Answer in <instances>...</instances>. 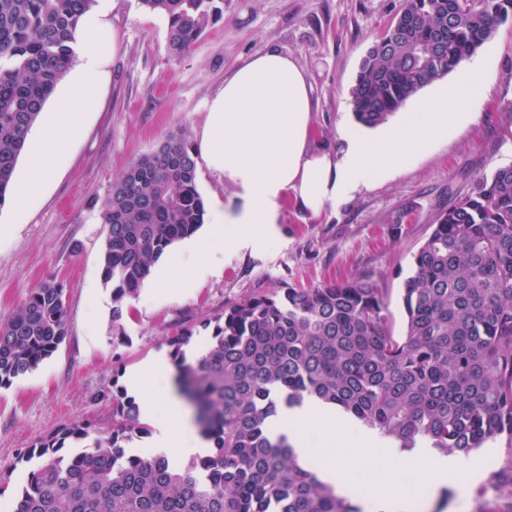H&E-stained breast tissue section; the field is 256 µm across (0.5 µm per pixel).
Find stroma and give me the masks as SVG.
I'll return each instance as SVG.
<instances>
[{
	"label": "stroma",
	"instance_id": "35a3bbf8",
	"mask_svg": "<svg viewBox=\"0 0 512 512\" xmlns=\"http://www.w3.org/2000/svg\"><path fill=\"white\" fill-rule=\"evenodd\" d=\"M108 27L115 53L105 67L97 111L66 148V162L22 223L0 208V318L46 281L66 288L69 332L37 370L0 388V512L30 464L18 454L71 420L108 431L113 383L128 385L154 356L169 354L167 338L194 329L186 349L208 342L209 321L248 296L288 286L314 288L368 276L386 295L393 335H404L401 288L413 255L437 213L468 194L499 165L512 162V25L500 27L477 53L484 83L473 122L449 133L389 180L312 217L286 202L276 247L229 252L224 272L185 295L159 302L131 300L112 322V289L102 275L106 229L101 220L112 185L140 155L177 135L196 146L207 100L228 71L265 45L295 56L314 100L315 141L337 151L338 129L355 125L349 91L368 47L395 20L404 0H224V14L180 58L168 52V19L138 0H112ZM423 512H512V485L493 474L472 489L448 485Z\"/></svg>",
	"mask_w": 512,
	"mask_h": 512
}]
</instances>
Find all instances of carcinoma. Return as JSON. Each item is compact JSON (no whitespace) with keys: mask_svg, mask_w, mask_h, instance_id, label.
<instances>
[{"mask_svg":"<svg viewBox=\"0 0 512 512\" xmlns=\"http://www.w3.org/2000/svg\"><path fill=\"white\" fill-rule=\"evenodd\" d=\"M95 0H0V206L30 127L75 59ZM169 21L180 58L224 14V0H138ZM512 0H406L363 56L350 89L355 120L385 123L408 99L476 54L507 21ZM196 161L175 136L135 160L104 206V281L112 320L176 241L204 224ZM406 332L388 328L377 282L358 277L244 298L215 318L190 360L191 327L169 338L181 393L211 454L182 468L128 455L144 432L135 399L112 384V431L87 444L75 420L25 450L42 464L12 512H361L272 436L278 405L314 398L412 448L442 453L506 438L512 449V163L439 212L402 288ZM68 334L63 285L48 281L0 324V387L38 368Z\"/></svg>","mask_w":512,"mask_h":512,"instance_id":"obj_1","label":"carcinoma"}]
</instances>
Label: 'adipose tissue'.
I'll return each mask as SVG.
<instances>
[{
  "label": "adipose tissue",
  "instance_id": "obj_1",
  "mask_svg": "<svg viewBox=\"0 0 512 512\" xmlns=\"http://www.w3.org/2000/svg\"><path fill=\"white\" fill-rule=\"evenodd\" d=\"M112 0H97L81 18L75 55L78 64L41 124L29 136L35 146L26 168V189L14 199V216L23 219L64 161L67 144L83 132V119L98 104L100 78L108 61L106 19ZM483 79L480 61L468 62L463 78L436 95L418 101L392 126L375 131L346 127L341 152L315 148L311 86L296 58L269 45L236 66L208 100L206 120L196 152L207 170L233 189L230 202L213 199L208 210L212 233L185 243L180 275L159 269L157 279L178 280L188 288L220 273V245L238 250L271 246L282 220L284 202L294 198L310 215H319L363 187L386 181L432 144L447 137L450 126L470 121V107ZM169 361L157 356L141 367L132 384L143 417L154 420L149 446L156 455L178 449L185 457L206 455L207 441L183 415L169 384ZM332 408L316 401L283 412L281 432L299 459L316 463L320 479L346 497L359 494L355 478L332 428ZM347 438L356 447L374 450L415 474L408 490L392 473L382 474L387 490L370 498L371 512H418L445 485L466 488L480 469L469 460L434 452L427 442L403 449L378 432L351 427Z\"/></svg>",
  "mask_w": 512,
  "mask_h": 512
}]
</instances>
